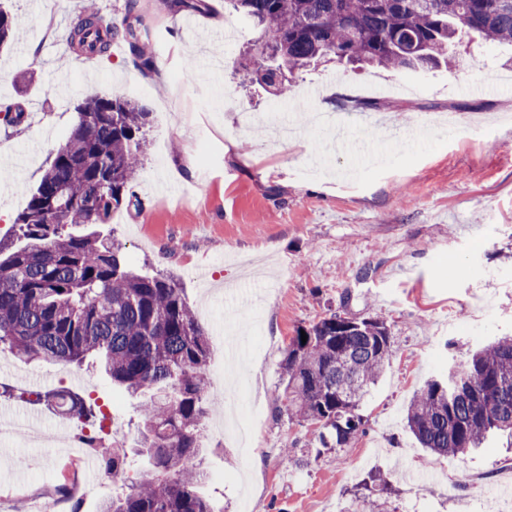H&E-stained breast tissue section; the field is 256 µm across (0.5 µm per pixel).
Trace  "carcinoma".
Returning <instances> with one entry per match:
<instances>
[{
  "label": "carcinoma",
  "instance_id": "carcinoma-1",
  "mask_svg": "<svg viewBox=\"0 0 512 512\" xmlns=\"http://www.w3.org/2000/svg\"><path fill=\"white\" fill-rule=\"evenodd\" d=\"M173 12H201L206 0H167ZM252 22L254 80L277 97L292 89L284 71L323 62L385 69L451 63L449 46L476 34L512 45V0H225ZM128 46L146 76L159 74L140 0H126L121 25L84 5L67 42L88 57L112 42ZM27 207L15 219L21 246L0 240V352L82 364L89 358L140 404L141 451L150 474L105 502L101 512H214L195 463L208 415L206 332L177 281L130 269L99 226L122 207L142 208L131 184L143 168L149 110L118 95L85 98ZM291 340L281 363L287 414L316 424L339 447L363 421L360 401L391 355L384 323L347 326L329 314ZM406 422L420 445L455 456L492 431L512 438V336L474 352L418 390ZM106 471L126 472L123 448L101 445Z\"/></svg>",
  "mask_w": 512,
  "mask_h": 512
}]
</instances>
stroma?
Here are the masks:
<instances>
[{"label": "stroma", "mask_w": 512, "mask_h": 512, "mask_svg": "<svg viewBox=\"0 0 512 512\" xmlns=\"http://www.w3.org/2000/svg\"><path fill=\"white\" fill-rule=\"evenodd\" d=\"M208 13H173L142 0L161 30L158 57L186 81L182 123L168 88L145 78L129 52L107 61L71 52L67 35L84 0H0L19 23L12 49L0 53V104L30 109L17 127L0 123V238L56 148L75 127L79 101L112 93L151 113L147 162L133 185L143 210L120 209L104 230L127 262L174 277L210 342L209 378L225 371V322L257 321L256 348L240 370V414L259 391L262 414L249 454L220 437L223 402L202 426L203 466L218 480L203 487L215 512H483L468 490L448 497L449 469L496 486L512 474V447L493 435L482 448L438 456L421 448L406 425L415 392L448 366L498 336H512V86L495 76L512 70V48L464 40L453 69H350L334 62L301 74L293 97L278 99L244 83L243 44L257 31L209 0ZM69 78L58 101L57 75ZM408 84L412 95H381V108H340L341 97L374 81ZM325 86L320 103L341 116L338 134L302 126L277 139L274 122L297 118L296 100ZM459 113L462 121L407 135L411 117ZM383 320L391 358L359 404L365 425L350 447L324 445L316 426L280 412L281 362L298 329L328 313ZM66 378L94 409L110 406L116 443L133 463L121 479L100 474L93 492L66 512H99L106 500L145 478L137 457L138 398L97 368L64 366L0 353V384L9 403L26 402L23 384L45 390ZM16 464L0 469V512L32 508L29 488L71 480L69 449L16 438ZM428 474L422 487L410 475Z\"/></svg>", "instance_id": "35a3bbf8"}]
</instances>
